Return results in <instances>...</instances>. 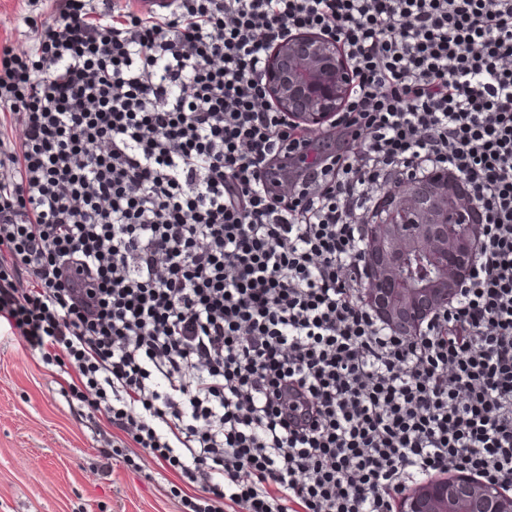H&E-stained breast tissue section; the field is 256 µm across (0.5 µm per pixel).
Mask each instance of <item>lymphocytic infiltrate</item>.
<instances>
[{"label":"lymphocytic infiltrate","mask_w":512,"mask_h":512,"mask_svg":"<svg viewBox=\"0 0 512 512\" xmlns=\"http://www.w3.org/2000/svg\"><path fill=\"white\" fill-rule=\"evenodd\" d=\"M30 27L0 46V329L119 463L177 474L180 512H391L451 470L512 491V0H55ZM305 29L356 72L330 142L254 78ZM438 171L483 226L409 342L360 302V224Z\"/></svg>","instance_id":"1"}]
</instances>
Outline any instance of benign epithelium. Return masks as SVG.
I'll return each instance as SVG.
<instances>
[{
  "label": "benign epithelium",
  "instance_id": "1",
  "mask_svg": "<svg viewBox=\"0 0 512 512\" xmlns=\"http://www.w3.org/2000/svg\"><path fill=\"white\" fill-rule=\"evenodd\" d=\"M258 78L273 106L307 134L334 123L354 87L353 64L341 44L316 31H298L271 44ZM480 226V212L457 177L442 173L387 189L376 218L362 225V303L397 334L415 338L427 319L456 300ZM397 512H512V495L485 480L448 472L404 492Z\"/></svg>",
  "mask_w": 512,
  "mask_h": 512
}]
</instances>
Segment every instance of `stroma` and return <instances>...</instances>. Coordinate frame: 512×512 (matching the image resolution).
<instances>
[{
  "mask_svg": "<svg viewBox=\"0 0 512 512\" xmlns=\"http://www.w3.org/2000/svg\"><path fill=\"white\" fill-rule=\"evenodd\" d=\"M53 5L0 0V45H28L24 17H49ZM95 430L38 356L0 339V512H179L172 473L152 461L139 472L116 465Z\"/></svg>",
  "mask_w": 512,
  "mask_h": 512,
  "instance_id": "stroma-1",
  "label": "stroma"
}]
</instances>
